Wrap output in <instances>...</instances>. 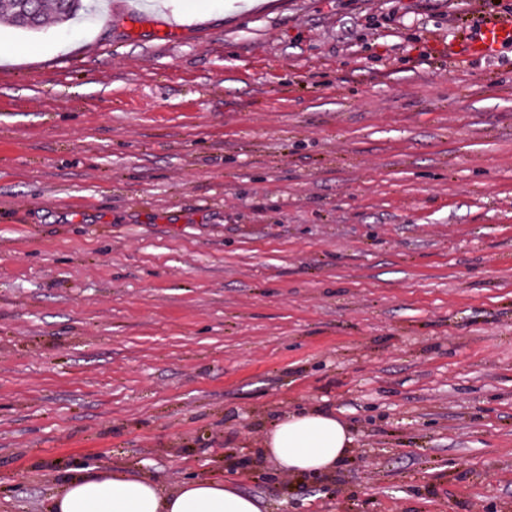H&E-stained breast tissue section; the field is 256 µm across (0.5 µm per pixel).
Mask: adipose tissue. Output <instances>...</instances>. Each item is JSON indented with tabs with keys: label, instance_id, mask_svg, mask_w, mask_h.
Segmentation results:
<instances>
[{
	"label": "adipose tissue",
	"instance_id": "adipose-tissue-1",
	"mask_svg": "<svg viewBox=\"0 0 512 512\" xmlns=\"http://www.w3.org/2000/svg\"><path fill=\"white\" fill-rule=\"evenodd\" d=\"M349 429L334 414L286 415L266 434L267 457L291 474L332 471L350 450ZM53 512H260L258 502L231 485L196 479L167 490L152 479L103 471L68 478L53 498Z\"/></svg>",
	"mask_w": 512,
	"mask_h": 512
}]
</instances>
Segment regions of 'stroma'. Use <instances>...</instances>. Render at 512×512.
Returning a JSON list of instances; mask_svg holds the SVG:
<instances>
[{"label":"stroma","mask_w":512,"mask_h":512,"mask_svg":"<svg viewBox=\"0 0 512 512\" xmlns=\"http://www.w3.org/2000/svg\"><path fill=\"white\" fill-rule=\"evenodd\" d=\"M249 2L0 23V512L82 468L512 512V52L450 53L494 5ZM313 409L353 448L285 475ZM349 429L336 415L310 411L286 415L265 435L267 457L291 474L332 471L350 450Z\"/></svg>","instance_id":"1"}]
</instances>
